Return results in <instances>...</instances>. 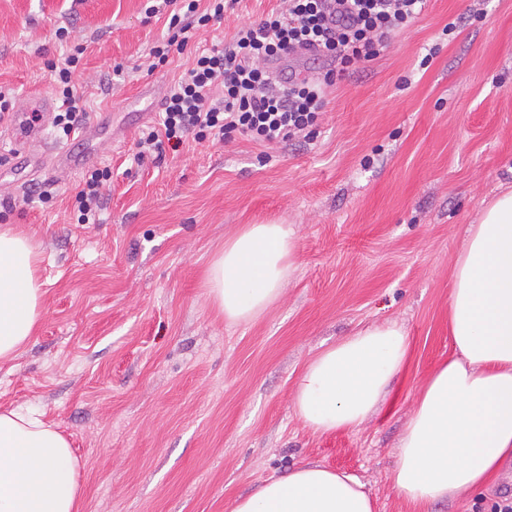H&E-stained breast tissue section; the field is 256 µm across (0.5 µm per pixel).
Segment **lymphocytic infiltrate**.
Wrapping results in <instances>:
<instances>
[{
  "label": "lymphocytic infiltrate",
  "mask_w": 512,
  "mask_h": 512,
  "mask_svg": "<svg viewBox=\"0 0 512 512\" xmlns=\"http://www.w3.org/2000/svg\"><path fill=\"white\" fill-rule=\"evenodd\" d=\"M186 0L184 13L169 18L168 36L150 50L158 64L182 52L191 31L224 18V0ZM425 0H285L284 8L257 23L237 28L232 40L198 53L163 103L158 128L144 133L143 152L179 148L184 137L218 140L240 133L253 140L280 145L313 127L325 106L327 87L349 67L373 60L384 37L409 27ZM308 51L325 60L315 78L276 79L270 62ZM83 53L75 47L52 76L61 99L55 125L71 135L86 116L83 99L72 85V73ZM224 96H213L216 86Z\"/></svg>",
  "instance_id": "f902f5d3"
}]
</instances>
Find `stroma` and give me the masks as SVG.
Listing matches in <instances>:
<instances>
[{
	"label": "stroma",
	"mask_w": 512,
	"mask_h": 512,
	"mask_svg": "<svg viewBox=\"0 0 512 512\" xmlns=\"http://www.w3.org/2000/svg\"><path fill=\"white\" fill-rule=\"evenodd\" d=\"M279 4L239 0L152 71L165 28L146 0H0V89L14 108L55 97L51 65L81 43L72 83L87 115L109 112L125 133L95 162L112 170L95 224L78 221L83 171L0 163V225L38 244L45 284L36 336L0 364V408L35 410L69 439L81 512H231L307 462L356 475L375 512H414L392 481L398 438L455 354L448 302L466 229L484 200L512 191V0H426L337 79L309 140L190 137L137 159L158 120L129 125L140 88L168 93L195 53ZM277 221L295 231L297 268L263 314L227 324L204 271L243 225ZM386 321L409 350L385 403L360 427L309 430L293 405L306 363ZM506 495L511 463L432 512H492Z\"/></svg>",
	"instance_id": "stroma-1"
}]
</instances>
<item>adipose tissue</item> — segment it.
Returning a JSON list of instances; mask_svg holds the SVG:
<instances>
[{
  "mask_svg": "<svg viewBox=\"0 0 512 512\" xmlns=\"http://www.w3.org/2000/svg\"><path fill=\"white\" fill-rule=\"evenodd\" d=\"M38 245L0 225V363L35 336L45 290ZM295 271L287 224H247L210 261L203 286L231 324L279 298ZM448 323L455 355L426 380L397 445L393 484L416 512L483 487L512 458V191L484 203L454 266ZM408 351L393 322L354 331L315 355L294 390L298 418L327 434L364 424ZM78 460L35 412L0 409V512H80ZM232 512H374L354 475L299 465L239 497Z\"/></svg>",
  "mask_w": 512,
  "mask_h": 512,
  "instance_id": "1",
  "label": "adipose tissue"
}]
</instances>
